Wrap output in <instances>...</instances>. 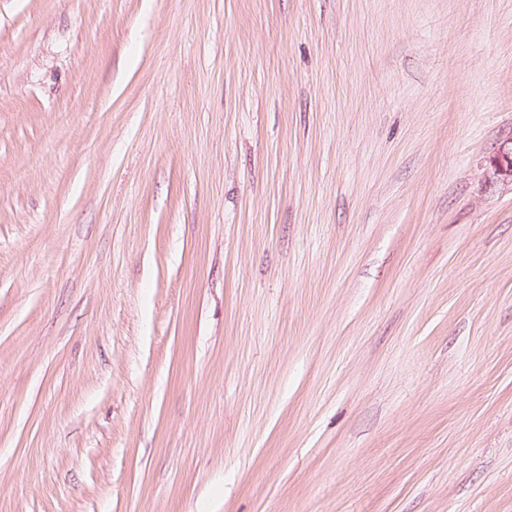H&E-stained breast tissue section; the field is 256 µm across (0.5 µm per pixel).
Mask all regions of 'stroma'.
<instances>
[{"label": "stroma", "mask_w": 512, "mask_h": 512, "mask_svg": "<svg viewBox=\"0 0 512 512\" xmlns=\"http://www.w3.org/2000/svg\"><path fill=\"white\" fill-rule=\"evenodd\" d=\"M512 0H0V512H512ZM491 164V182L502 185L510 184L512 188V138L500 146Z\"/></svg>", "instance_id": "35a3bbf8"}]
</instances>
